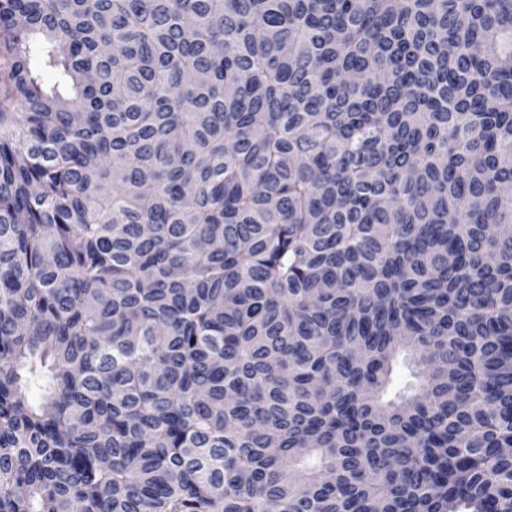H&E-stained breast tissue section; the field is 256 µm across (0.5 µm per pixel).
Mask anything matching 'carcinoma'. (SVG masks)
<instances>
[{"mask_svg":"<svg viewBox=\"0 0 512 512\" xmlns=\"http://www.w3.org/2000/svg\"><path fill=\"white\" fill-rule=\"evenodd\" d=\"M510 448L512 0H0V512H512Z\"/></svg>","mask_w":512,"mask_h":512,"instance_id":"1","label":"carcinoma"}]
</instances>
